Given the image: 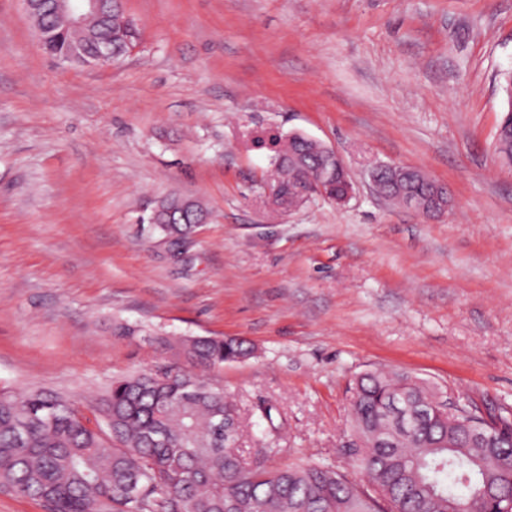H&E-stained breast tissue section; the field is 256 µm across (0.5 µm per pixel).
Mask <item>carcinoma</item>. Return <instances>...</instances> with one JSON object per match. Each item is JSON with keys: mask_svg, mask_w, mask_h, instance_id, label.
Returning a JSON list of instances; mask_svg holds the SVG:
<instances>
[{"mask_svg": "<svg viewBox=\"0 0 512 512\" xmlns=\"http://www.w3.org/2000/svg\"><path fill=\"white\" fill-rule=\"evenodd\" d=\"M54 55L76 41L92 50L134 46L139 30L112 13L78 37L55 15ZM496 152L512 158V103L501 120ZM323 152L291 139L271 159L282 203L315 178ZM153 229L178 246L207 217L197 199L157 202ZM177 370L141 371L112 381L87 402L30 389H0V488L41 500L52 512H500L512 503V419L492 422L509 433L474 439L467 426L439 412L443 392L396 370L358 374L350 386L349 468L299 460H246L225 443L224 428L242 430L224 389L182 368L210 370L242 362L254 348L238 337H161ZM386 437L390 444L376 440Z\"/></svg>", "mask_w": 512, "mask_h": 512, "instance_id": "cac0c4a2", "label": "carcinoma"}]
</instances>
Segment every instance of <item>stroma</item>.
Masks as SVG:
<instances>
[{
    "mask_svg": "<svg viewBox=\"0 0 512 512\" xmlns=\"http://www.w3.org/2000/svg\"><path fill=\"white\" fill-rule=\"evenodd\" d=\"M124 4L137 50L91 68L0 0V386L86 401L170 365L157 334L239 336L254 356L208 376L244 456L277 466L345 464L348 385L376 367L512 408V165L495 149L512 0ZM293 133L338 151L346 203L269 201ZM380 162L448 185L447 214L377 196ZM166 196L209 211L178 257L148 221Z\"/></svg>",
    "mask_w": 512,
    "mask_h": 512,
    "instance_id": "1",
    "label": "stroma"
}]
</instances>
